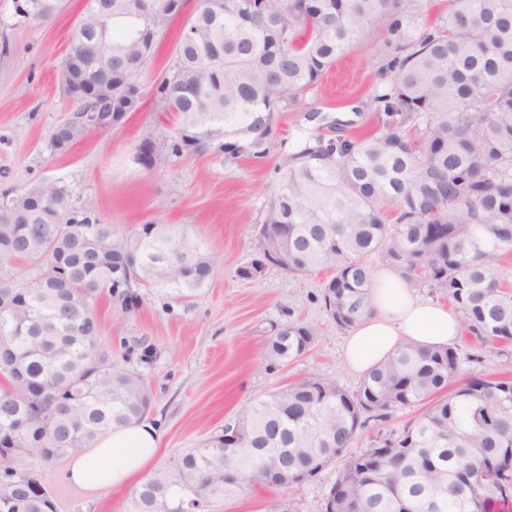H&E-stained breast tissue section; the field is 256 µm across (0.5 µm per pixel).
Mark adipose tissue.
Instances as JSON below:
<instances>
[{
  "label": "adipose tissue",
  "instance_id": "1",
  "mask_svg": "<svg viewBox=\"0 0 512 512\" xmlns=\"http://www.w3.org/2000/svg\"><path fill=\"white\" fill-rule=\"evenodd\" d=\"M372 293L374 315L349 329L343 349L347 366L356 373L370 371L403 341L450 346L463 334L456 310L420 298L391 269L376 273ZM159 444V432L149 421L119 428L100 436L91 451L71 456L64 478L88 490L127 487L154 460Z\"/></svg>",
  "mask_w": 512,
  "mask_h": 512
}]
</instances>
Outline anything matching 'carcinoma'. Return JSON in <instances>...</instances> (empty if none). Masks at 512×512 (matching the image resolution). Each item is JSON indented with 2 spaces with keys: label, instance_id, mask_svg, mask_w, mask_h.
Segmentation results:
<instances>
[{
  "label": "carcinoma",
  "instance_id": "cac0c4a2",
  "mask_svg": "<svg viewBox=\"0 0 512 512\" xmlns=\"http://www.w3.org/2000/svg\"><path fill=\"white\" fill-rule=\"evenodd\" d=\"M63 0H15L20 23L45 21ZM85 6L70 52L88 77L112 67L116 111L140 101L137 76L181 13L171 0L155 29L131 39L128 0H107L112 27ZM428 0H201L177 60L159 85L158 111L173 112L174 157L210 147L233 160L268 155L279 112L318 84L336 58L373 29L400 55L371 103L385 120L363 136L312 135L285 154L261 225L278 227L259 249L288 256L294 275L331 273L326 311L348 329L374 314L377 254L412 288L448 295L465 331L512 344V0H446L432 22ZM5 260H30L36 277L0 276V340L13 357L0 373V476L12 484L4 512H56L31 458L53 463L88 451L149 413L144 374L112 364L93 302L105 292L122 310L139 289L181 304L213 277V262L178 224H145L116 239L112 225L76 209L64 186L41 182L0 205ZM315 330L274 329L266 359L287 363ZM128 356L147 367L156 349ZM421 409L370 447L345 451L371 418ZM217 434L175 454L132 493L129 512H205L252 481L302 483L345 457L326 512H500L512 505V376L463 375L458 349L406 341L352 391L303 378L255 399Z\"/></svg>",
  "mask_w": 512,
  "mask_h": 512
}]
</instances>
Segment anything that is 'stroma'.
I'll list each match as a JSON object with an SVG mask.
<instances>
[{
  "label": "stroma",
  "mask_w": 512,
  "mask_h": 512,
  "mask_svg": "<svg viewBox=\"0 0 512 512\" xmlns=\"http://www.w3.org/2000/svg\"><path fill=\"white\" fill-rule=\"evenodd\" d=\"M200 0H184L176 17L139 76L141 106L125 113L112 129L93 131L66 152L51 138L73 105L59 83L84 0H63L51 19L36 25L0 27V194L40 182L64 185L76 206H91L114 237L141 225L179 224L215 262L214 276L201 294L165 311L157 294L145 293L135 312H122L117 301L101 297L96 311L100 344L114 363L127 362L126 345L153 344L157 358L145 369L153 393L149 419L161 429L154 466L174 453L198 446L259 395L303 377L336 379L354 390L360 374L343 359L345 329L328 316L323 303L327 271L299 276L272 268L256 281L237 276L254 258L259 220L278 182L283 154L313 134L328 137L379 131L381 114L370 100L383 84L382 67L394 43L378 31L341 56L317 86L280 112L266 158L224 160L212 153L174 157L167 144L172 115L154 109L157 87L175 62L182 29ZM152 137L156 163L143 169L133 148ZM301 322L316 336L297 360L268 366L264 353L273 325ZM465 372L512 375V344H482L469 337L457 342ZM67 460L40 464L52 491L56 512H127L132 488L101 493L71 486L64 477ZM339 464H331L303 484L271 489L246 486L235 497L213 504L211 512H323Z\"/></svg>",
  "instance_id": "35a3bbf8"
}]
</instances>
